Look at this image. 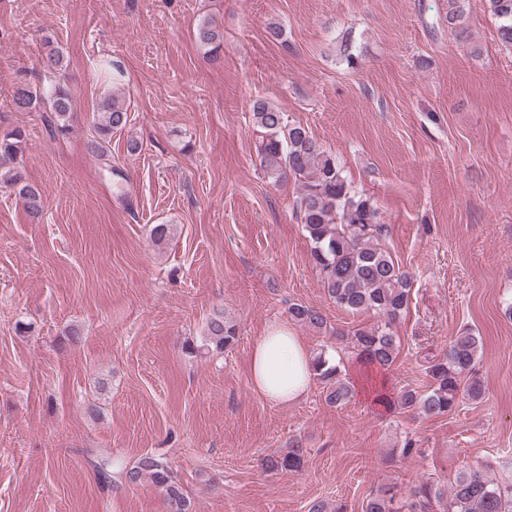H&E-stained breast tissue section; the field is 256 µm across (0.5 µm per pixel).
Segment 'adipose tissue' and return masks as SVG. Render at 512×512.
Segmentation results:
<instances>
[{
	"instance_id": "1",
	"label": "adipose tissue",
	"mask_w": 512,
	"mask_h": 512,
	"mask_svg": "<svg viewBox=\"0 0 512 512\" xmlns=\"http://www.w3.org/2000/svg\"><path fill=\"white\" fill-rule=\"evenodd\" d=\"M312 359L309 346L293 330L283 324L271 325L254 345L251 386L271 402L295 403L306 395L314 380Z\"/></svg>"
}]
</instances>
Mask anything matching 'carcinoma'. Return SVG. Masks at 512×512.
Segmentation results:
<instances>
[{
	"mask_svg": "<svg viewBox=\"0 0 512 512\" xmlns=\"http://www.w3.org/2000/svg\"><path fill=\"white\" fill-rule=\"evenodd\" d=\"M486 2L498 20L500 44L512 50V0ZM465 14V0H448V26L462 39L468 37ZM223 39V30L213 20L204 18L197 25L196 40L201 46L214 50ZM42 64L48 74L65 68L63 55L55 50L48 51ZM45 99L60 121L55 132L66 134L64 118L72 108L73 97L64 86L56 84L41 91L19 84L12 104L17 110H28ZM99 111L104 114V122L98 124V139L90 147L102 156V141L126 126L128 112L114 97L103 99ZM252 122L258 135L257 154L267 177L276 183L292 178L299 187L296 212L311 242L312 262L324 290L336 306L348 312H372L379 317L370 327L337 337L350 340L367 364L379 371L388 370L399 352L393 325L408 308L411 279L380 244L386 226L381 224L378 210L369 198L353 190L336 159L321 149L307 127L289 121L285 113L264 100L254 101ZM23 140L19 129L0 132V179L18 189L24 210L35 222L42 216L43 199L36 188L23 183L17 171ZM290 313L294 320L314 328L325 323L320 311L302 304L291 305ZM236 341L235 327L224 321L223 314L216 313L207 321L201 343L188 344L186 351L191 355L222 353ZM478 352L479 338L471 329H461L446 354L428 367L429 389L423 393L404 389L396 399L397 405L419 415L438 416L453 411L463 396L481 399L484 391L478 379L471 377L467 385H462L463 377L472 372L478 360ZM313 371L325 390L326 404L338 407L349 401L352 391L341 379L339 365L330 363L321 353L313 361ZM305 453L302 443L294 441L287 451L267 456L262 467L272 474L296 473L304 466ZM121 478L132 487L150 482L164 495L169 512H191V500L175 481L167 461L160 457L140 456L122 469ZM362 512H512V485H499L479 469L460 472L446 488L426 479L403 494L394 484H382L370 493Z\"/></svg>",
	"mask_w": 512,
	"mask_h": 512,
	"instance_id": "obj_1",
	"label": "carcinoma"
}]
</instances>
